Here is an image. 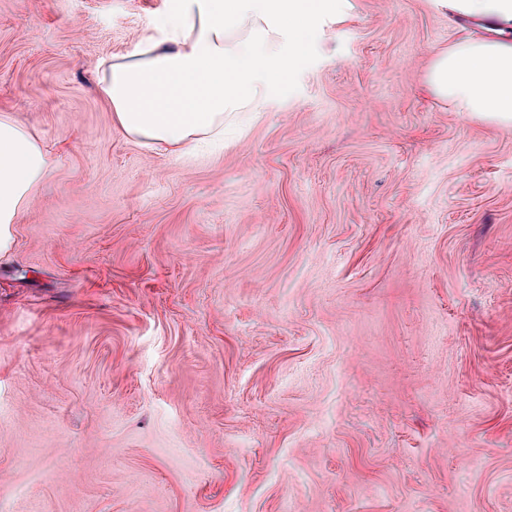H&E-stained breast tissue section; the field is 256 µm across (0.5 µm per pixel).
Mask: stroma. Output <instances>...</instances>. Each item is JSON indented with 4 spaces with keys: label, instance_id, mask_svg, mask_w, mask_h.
I'll return each instance as SVG.
<instances>
[{
    "label": "stroma",
    "instance_id": "1",
    "mask_svg": "<svg viewBox=\"0 0 512 512\" xmlns=\"http://www.w3.org/2000/svg\"><path fill=\"white\" fill-rule=\"evenodd\" d=\"M168 8L0 0L52 163L0 257V512H512V123L427 83L493 19L338 0L177 159L98 85Z\"/></svg>",
    "mask_w": 512,
    "mask_h": 512
}]
</instances>
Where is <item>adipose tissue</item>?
Returning a JSON list of instances; mask_svg holds the SVG:
<instances>
[{"mask_svg":"<svg viewBox=\"0 0 512 512\" xmlns=\"http://www.w3.org/2000/svg\"><path fill=\"white\" fill-rule=\"evenodd\" d=\"M498 19L490 41L458 39L437 55L431 89L458 112L512 122V0H437ZM334 0H175L160 39L103 61L102 99L129 139L179 157L223 135L225 120L258 114L310 52ZM39 136L0 113V253L49 168Z\"/></svg>","mask_w":512,"mask_h":512,"instance_id":"adipose-tissue-1","label":"adipose tissue"}]
</instances>
